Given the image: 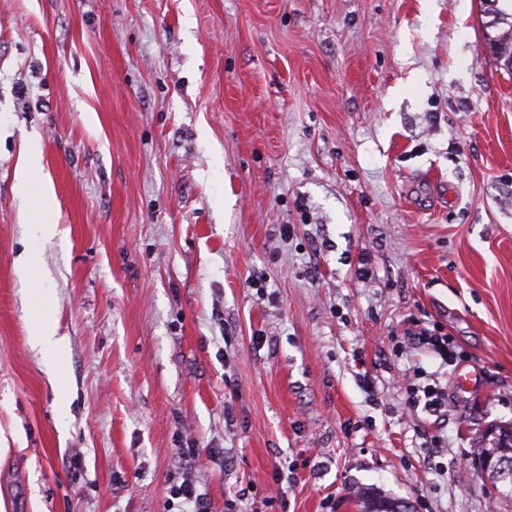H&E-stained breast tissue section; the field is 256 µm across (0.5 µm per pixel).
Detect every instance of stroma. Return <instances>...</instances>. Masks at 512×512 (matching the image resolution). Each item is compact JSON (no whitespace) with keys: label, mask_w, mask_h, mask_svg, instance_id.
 Masks as SVG:
<instances>
[{"label":"stroma","mask_w":512,"mask_h":512,"mask_svg":"<svg viewBox=\"0 0 512 512\" xmlns=\"http://www.w3.org/2000/svg\"><path fill=\"white\" fill-rule=\"evenodd\" d=\"M483 18L0 0V512H188L185 481L212 512H356L361 487L512 512L474 454L512 425V73ZM32 141L57 225L35 244ZM433 380L439 418L411 404ZM36 164V150L34 145H29L26 152L25 161L23 167L17 174V193L24 201H28L30 198V183L31 175L35 169ZM35 290L37 303L31 341L39 349L43 360L57 370L64 355V342L61 337L57 336L56 326L46 313L47 293L40 282H36Z\"/></svg>","instance_id":"35a3bbf8"}]
</instances>
